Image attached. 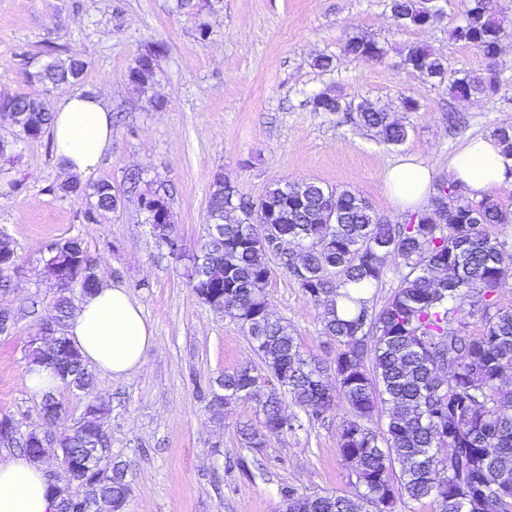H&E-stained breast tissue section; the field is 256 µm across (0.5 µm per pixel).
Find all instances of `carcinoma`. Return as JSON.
<instances>
[{"instance_id": "1", "label": "carcinoma", "mask_w": 512, "mask_h": 512, "mask_svg": "<svg viewBox=\"0 0 512 512\" xmlns=\"http://www.w3.org/2000/svg\"><path fill=\"white\" fill-rule=\"evenodd\" d=\"M398 26H423L438 12L428 0H390ZM512 34V17L497 9L496 0H468L462 24L452 38L479 49L487 60L485 72L448 78L441 57L426 46H410L404 62L442 84L455 98L493 96L501 83L496 68L502 39ZM165 46L157 43L139 55L127 81L146 95L157 81L156 62ZM345 52L378 59L377 42L364 36L348 40ZM44 61L27 73L44 86L74 85L81 81L85 61L73 53L62 58L59 47L46 46ZM15 138H39L53 119L54 109L43 97L11 96ZM314 112H341L346 121L376 131L386 145H399L408 129L389 120L387 113L367 103L356 106L320 93L310 98ZM493 136L502 152L512 157V127H499ZM64 197L84 196L90 211L102 218L114 213L120 198L112 184L100 181L82 186L59 185ZM154 212L148 213L153 236L175 245L171 210L157 192L144 193ZM288 227L303 245L300 262L284 250L258 243L257 220ZM206 224L216 228L202 244L206 256L195 293L211 295L212 309L237 319L247 329L274 384L264 390L265 378L244 366L224 374L209 408L237 401H256L262 408L261 427L244 432L250 448H262L266 438L299 429V417L287 418L282 398L300 407L310 422H321L334 406L335 395L323 377L336 375V389L350 415L341 425L338 449L356 475L350 495H308L298 488H280L286 512H362L371 504L376 512H393L398 502L430 500L440 512H512V391L501 381L512 370V309L497 306L505 266L512 265V246L487 232L491 224H512V210L496 199L475 200L463 187L444 179L436 183L430 205L407 215L402 224L378 222L369 204L357 193L315 182L296 186L273 182L257 201L240 195L222 174L215 176L207 201ZM55 245L70 257L71 270L82 284L99 290L97 267L82 239H60ZM273 252L322 308L323 333L340 345L333 367L307 358L288 325L269 317L263 289ZM399 259L408 272L401 286L377 312L365 294L378 285L385 264ZM13 240L0 235V264L17 265ZM480 316L482 330L470 329ZM29 363L50 369L59 385L81 391L92 402L94 376L67 333L56 337L52 351L33 345ZM387 406L388 421L381 432L366 425L377 403ZM105 408L80 427L38 442L35 430L17 435L13 446L29 457L39 449L64 452L72 461L87 452L111 453L110 435L101 433ZM42 415L62 416V403L53 391L42 395ZM455 448L458 461L447 473L440 456ZM126 465L112 463V481H87L81 498L88 506H107L123 512L129 492Z\"/></svg>"}]
</instances>
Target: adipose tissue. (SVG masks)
<instances>
[{"instance_id":"ef3b65f1","label":"adipose tissue","mask_w":512,"mask_h":512,"mask_svg":"<svg viewBox=\"0 0 512 512\" xmlns=\"http://www.w3.org/2000/svg\"><path fill=\"white\" fill-rule=\"evenodd\" d=\"M57 157L70 172H95L112 143V118L101 100L79 93L64 94L50 130ZM507 160L496 138L469 140L448 163L449 180L462 184L473 199L512 186L506 178ZM432 171L406 157L385 171L382 188L398 207L412 212L428 207ZM67 334L84 360L120 378L141 365L153 342V332L127 288L116 282L85 296L69 322ZM45 467L25 456L0 461V512H54Z\"/></svg>"}]
</instances>
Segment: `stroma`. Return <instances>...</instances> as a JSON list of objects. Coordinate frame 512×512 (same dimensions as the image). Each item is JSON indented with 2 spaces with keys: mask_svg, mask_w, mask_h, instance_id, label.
<instances>
[{
  "mask_svg": "<svg viewBox=\"0 0 512 512\" xmlns=\"http://www.w3.org/2000/svg\"><path fill=\"white\" fill-rule=\"evenodd\" d=\"M438 4L433 23L403 29L388 0H209L198 16L178 9L177 0H0V94L42 91L26 80L19 52L35 65L49 42L79 54L88 68L77 92L102 100L112 114V145L89 180L110 182L121 197L118 211L96 222L86 198L61 197L58 186L69 174L47 134L15 148L13 162L0 159V233L19 256L9 288L0 290V308L13 316L9 335H0V416L24 432L43 425L42 399L27 384L26 349L54 293L42 275L47 247L78 236L101 278L123 284L153 329L140 368L123 378L94 373L95 392L109 408L112 458L128 466L124 512H283L285 485L310 495L353 492L356 476L338 450L348 416L343 399L324 423L268 437L257 452L240 430L259 426L258 402L208 410L218 379L262 360L238 320L193 292L185 259H172L152 235L138 196L168 191L186 256L206 236L219 173L251 198L276 181L350 189L377 216L402 223L403 212L381 187L389 166L414 155L434 179L447 178L448 160L466 140L512 123V36L501 42L502 89L490 98H452L404 64L405 47L417 44L440 55L449 74L484 71L482 53L450 36L464 0ZM356 35L375 40L382 59L346 54ZM155 43L166 46L154 88L159 108L127 81L129 67ZM320 54L332 56L331 71L313 67ZM319 92L390 112L409 127L408 140L391 147L341 115L312 111L308 100ZM406 96L417 111L403 110ZM137 170L134 189L127 176ZM267 262L271 318L288 323L307 357L332 364L338 345L322 331L321 307L276 256ZM239 455L258 456L264 477L251 482L228 469L227 459Z\"/></svg>",
  "mask_w": 512,
  "mask_h": 512,
  "instance_id": "1",
  "label": "stroma"
}]
</instances>
